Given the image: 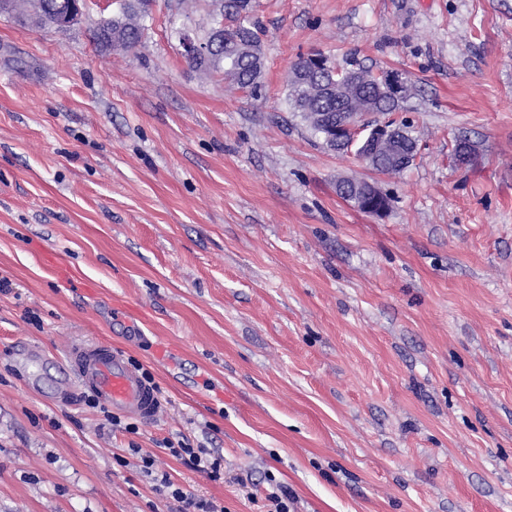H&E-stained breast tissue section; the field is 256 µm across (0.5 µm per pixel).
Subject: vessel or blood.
<instances>
[{
  "instance_id": "b4317fda",
  "label": "vessel or blood",
  "mask_w": 512,
  "mask_h": 512,
  "mask_svg": "<svg viewBox=\"0 0 512 512\" xmlns=\"http://www.w3.org/2000/svg\"><path fill=\"white\" fill-rule=\"evenodd\" d=\"M70 364L75 383L114 412L142 421L158 413L157 390L121 351L100 344L79 347L72 351Z\"/></svg>"
}]
</instances>
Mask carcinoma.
<instances>
[{"label":"carcinoma","instance_id":"carcinoma-1","mask_svg":"<svg viewBox=\"0 0 512 512\" xmlns=\"http://www.w3.org/2000/svg\"><path fill=\"white\" fill-rule=\"evenodd\" d=\"M219 12L212 15L209 26L224 23V55L218 61L195 59L191 64L198 70L219 75L232 88L255 94L261 88L264 57L257 27L250 16L242 15L252 5L245 0H219ZM149 0H118V9L111 17L101 20L95 39L102 47H108L105 37L121 42L127 48L137 44L146 29ZM350 73L355 83L345 87L337 98L323 96V86L336 82L331 69L312 74L311 62L302 57L293 64L287 80L286 104L291 112L300 114L311 133L329 149H335L328 140L327 123L312 120V113L322 112L327 118L338 112H373L385 119L403 108V101L382 94L375 86L374 72L366 67H352Z\"/></svg>","mask_w":512,"mask_h":512}]
</instances>
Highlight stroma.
I'll return each instance as SVG.
<instances>
[{
    "instance_id": "obj_1",
    "label": "stroma",
    "mask_w": 512,
    "mask_h": 512,
    "mask_svg": "<svg viewBox=\"0 0 512 512\" xmlns=\"http://www.w3.org/2000/svg\"><path fill=\"white\" fill-rule=\"evenodd\" d=\"M253 95L181 54L211 0H150L128 49L99 9L0 15V512H512V0H252ZM318 50L406 72L418 154L391 177L286 108ZM475 147L457 160L458 140ZM341 177L391 197L380 218ZM106 344L154 378L137 433L69 376ZM189 440L223 475L165 450ZM46 1L47 0H42V2H38L37 7L54 16L55 26L58 28L53 25V19L50 16L34 19L35 21L31 23L47 29L63 30L59 28L71 27L82 20L88 9L87 0H70L69 6L66 9L57 12L53 6ZM337 192L347 200H351L354 206L361 212L375 217L383 216L390 206V200L385 192L377 184L366 181L359 194L349 191V186L341 180L337 183ZM130 451L139 456L142 472L146 476L152 477L154 481H158L161 486L168 489L169 495L172 498L186 502L188 507L193 508V512H222V509H215L211 503L204 502L202 500H188L183 489L176 487L174 483L170 481L168 474L162 470H159L158 460L154 455L150 453H142V448H130Z\"/></svg>"
}]
</instances>
